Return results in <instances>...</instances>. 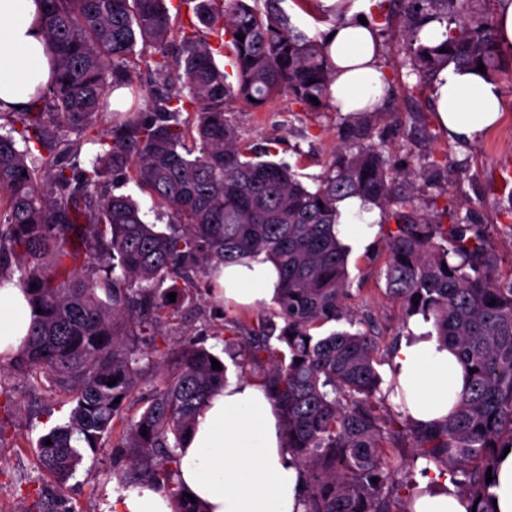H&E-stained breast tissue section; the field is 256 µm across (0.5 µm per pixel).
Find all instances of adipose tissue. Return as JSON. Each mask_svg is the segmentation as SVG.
Segmentation results:
<instances>
[{"instance_id": "obj_1", "label": "adipose tissue", "mask_w": 512, "mask_h": 512, "mask_svg": "<svg viewBox=\"0 0 512 512\" xmlns=\"http://www.w3.org/2000/svg\"><path fill=\"white\" fill-rule=\"evenodd\" d=\"M323 13L338 15L328 25L335 66L330 99L336 111L375 112L390 84L381 40L369 16L376 0H319ZM42 0H0V112L29 107L50 85L53 49L42 34ZM432 99L439 125L452 140L470 143L494 127L503 99L494 80L464 69L442 71ZM340 240L362 251L377 233L376 210L351 197L339 204ZM219 283L230 305L255 306L272 300L279 283L273 263L256 259L223 266ZM32 309L14 284L0 286V355L16 352L28 337ZM392 355L397 372L396 403L411 419L432 424L448 418L465 387L456 357L422 317ZM178 481L204 502L208 512H304L301 472L279 431V418L265 389L233 383L215 392L181 450ZM447 472L434 473L414 512H469Z\"/></svg>"}]
</instances>
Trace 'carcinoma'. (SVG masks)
<instances>
[{
  "label": "carcinoma",
  "mask_w": 512,
  "mask_h": 512,
  "mask_svg": "<svg viewBox=\"0 0 512 512\" xmlns=\"http://www.w3.org/2000/svg\"><path fill=\"white\" fill-rule=\"evenodd\" d=\"M282 2L179 0L202 25L188 34L175 31L167 0H46L53 81L0 132V284L15 281L41 309L8 368L35 392L64 390L72 404L37 440L57 489L53 501L38 486L26 489L37 512H61L85 455L107 446L126 461L117 491L150 487L172 512H206L176 482L179 449L227 384V368L212 369L221 357L200 342L166 345L162 314L188 298L181 282L189 273L205 277L260 256L280 275L273 302L281 322L249 329L237 366L243 373L263 354L269 361L254 378L278 407L281 436L303 473L304 512H413L411 487L388 461L395 431L378 342L348 306V251L336 225L339 203L355 196L396 223L386 291L406 318L433 324L467 379L443 423L400 415L402 437L421 474L433 465L450 471L476 512H489L487 470L512 449V279L498 277L484 229L446 207L440 215L451 224L442 230L406 189L448 164L400 169L360 143L337 150L308 187L268 159L271 151L255 155L240 141L225 118L233 104L260 108L282 93L312 109L329 104L323 42L298 34ZM474 2L406 0L400 37L420 85L452 66L483 64L492 79L506 69L496 22ZM429 22L448 38L426 42ZM137 48L162 84L176 80L181 89L155 94L146 111L109 113L108 91L132 85L128 58ZM225 52L228 70L216 60ZM84 140L108 146L86 169L74 161ZM117 172L166 211L167 230L147 223L131 196L108 190ZM155 377L159 389L125 415L133 390Z\"/></svg>",
  "instance_id": "cac0c4a2"
}]
</instances>
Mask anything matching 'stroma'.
<instances>
[{
    "mask_svg": "<svg viewBox=\"0 0 512 512\" xmlns=\"http://www.w3.org/2000/svg\"><path fill=\"white\" fill-rule=\"evenodd\" d=\"M372 20L388 26L381 63L390 79L391 95L381 111L366 113L367 142L411 169L446 157L448 176L454 181L449 200L462 202L461 213L468 223L487 226L499 255L500 275L505 280L512 278V220L503 216L505 208L512 206V179L505 177L512 169V71L496 80L504 102L498 126L472 143L454 142L436 120L431 90L418 89L416 77L408 73L405 44L398 35L403 23L399 0H380ZM226 119L255 148L273 147L277 159L288 163L307 184L322 173L338 147L352 143L345 115L326 106L305 110L285 95L258 109L232 107ZM378 224L373 245L349 255L353 293L349 305L376 336L378 371L387 381L391 378L387 347L406 330L402 305L388 295L384 278L387 238L395 224L383 218ZM189 294L165 324L171 344L202 339L207 346L222 350L219 335L225 317L217 314L218 300L203 280ZM0 390L12 399L11 412L0 413V512H32L31 498L20 496L15 482L31 479L45 493H52V479L42 470L35 448L42 430L59 418L66 395L56 389L33 392L26 379L8 371H0ZM123 466L108 449L87 458L69 482L66 506L74 512H107L108 499L117 494L114 473Z\"/></svg>",
    "mask_w": 512,
    "mask_h": 512,
    "instance_id": "obj_1",
    "label": "stroma"
}]
</instances>
